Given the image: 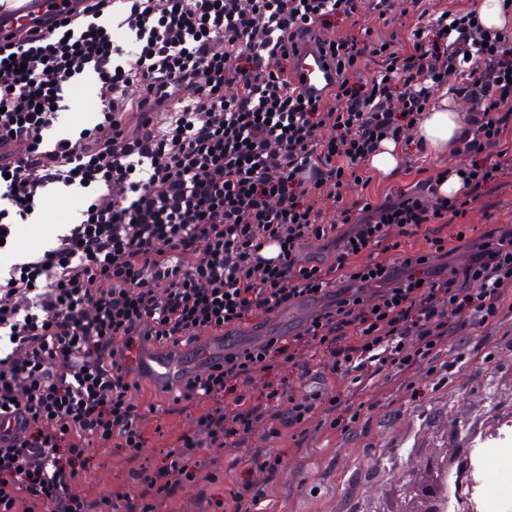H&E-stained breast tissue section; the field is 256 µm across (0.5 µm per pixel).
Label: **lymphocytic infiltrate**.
Listing matches in <instances>:
<instances>
[{
	"instance_id": "obj_1",
	"label": "lymphocytic infiltrate",
	"mask_w": 512,
	"mask_h": 512,
	"mask_svg": "<svg viewBox=\"0 0 512 512\" xmlns=\"http://www.w3.org/2000/svg\"><path fill=\"white\" fill-rule=\"evenodd\" d=\"M81 3L46 35L0 41V240L49 186L88 190L55 246L0 276V512H160L189 483L215 512H257L278 473L271 444L299 448L318 416L345 432L361 415L303 393L314 374L344 386L460 366L440 359L452 336L512 308L511 224L475 239L462 268L430 269L466 238L478 191L512 174V38L432 0ZM365 15L410 23L376 37ZM334 26L342 36L323 38ZM307 40L336 71L313 102L292 78ZM88 71L97 123L46 144L64 83ZM443 88L470 105L464 193L441 199L429 177L347 202L373 179L377 138L410 145ZM417 235L429 250L413 256ZM301 298L321 307L296 333L225 353L173 395L129 363L133 348L224 338ZM174 413L184 430L144 458L147 415ZM97 448L126 453L132 491L81 490ZM239 450L259 480L229 485L199 461Z\"/></svg>"
}]
</instances>
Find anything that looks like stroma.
<instances>
[{
    "label": "stroma",
    "mask_w": 512,
    "mask_h": 512,
    "mask_svg": "<svg viewBox=\"0 0 512 512\" xmlns=\"http://www.w3.org/2000/svg\"><path fill=\"white\" fill-rule=\"evenodd\" d=\"M64 91L71 109L47 132L49 143L77 137L98 120L94 75L77 77ZM468 164L461 152L431 157L426 173L407 169L393 183L377 177L368 187L352 186L347 198L377 203L393 188ZM83 194L80 188L48 187L36 206L42 222L21 225L9 255L21 261L52 247ZM463 222L479 235L491 225L512 224V179L502 178L483 192ZM460 352L468 354L469 363L443 385L425 374L413 377L409 391L395 382L369 381L378 403L349 432L313 423L304 448L281 454L267 489L270 512H423L425 490L434 484L447 486L456 512H483L484 491L512 484V313H503L496 327L449 341L444 357L451 360ZM484 451L485 465L479 460ZM100 461L87 477L92 490H131L122 455L107 454Z\"/></svg>",
    "instance_id": "35a3bbf8"
}]
</instances>
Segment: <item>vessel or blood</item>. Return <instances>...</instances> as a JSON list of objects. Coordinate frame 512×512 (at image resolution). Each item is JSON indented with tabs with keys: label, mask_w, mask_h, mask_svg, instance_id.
<instances>
[{
	"label": "vessel or blood",
	"mask_w": 512,
	"mask_h": 512,
	"mask_svg": "<svg viewBox=\"0 0 512 512\" xmlns=\"http://www.w3.org/2000/svg\"><path fill=\"white\" fill-rule=\"evenodd\" d=\"M79 0H15L13 7L0 9V33L17 38L27 37L29 32L45 34L56 21L77 13ZM294 79L309 95L317 97L323 88L332 83L335 73L321 58L313 45H304L295 60ZM223 341L206 342L193 351L180 354L151 355L136 351L132 354L135 365L148 370L159 384L175 381L183 370L206 361L223 358Z\"/></svg>",
	"instance_id": "b4317fda"
}]
</instances>
